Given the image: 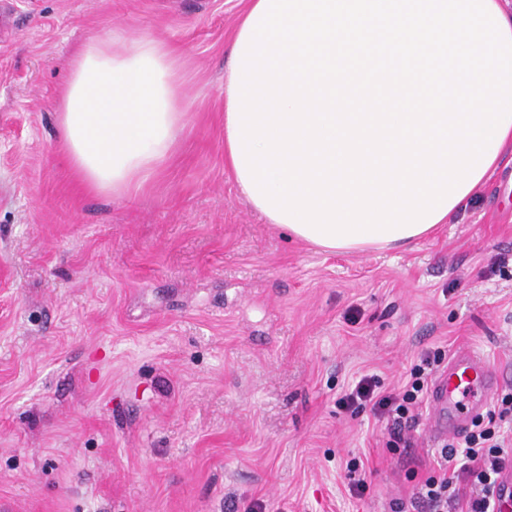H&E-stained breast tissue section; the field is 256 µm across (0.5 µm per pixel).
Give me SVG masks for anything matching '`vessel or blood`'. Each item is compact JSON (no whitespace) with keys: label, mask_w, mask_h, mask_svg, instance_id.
I'll return each mask as SVG.
<instances>
[{"label":"vessel or blood","mask_w":512,"mask_h":512,"mask_svg":"<svg viewBox=\"0 0 512 512\" xmlns=\"http://www.w3.org/2000/svg\"><path fill=\"white\" fill-rule=\"evenodd\" d=\"M499 388L498 372L482 356L467 349L458 351L431 389L436 434L464 435Z\"/></svg>","instance_id":"vessel-or-blood-1"}]
</instances>
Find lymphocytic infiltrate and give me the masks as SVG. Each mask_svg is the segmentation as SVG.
<instances>
[{
  "label": "lymphocytic infiltrate",
  "instance_id": "f902f5d3",
  "mask_svg": "<svg viewBox=\"0 0 512 512\" xmlns=\"http://www.w3.org/2000/svg\"><path fill=\"white\" fill-rule=\"evenodd\" d=\"M439 366V359L421 355L410 381L395 394L380 392L374 377H362L340 405L347 410L358 404L370 406L387 421L389 447H411L412 433ZM439 456L437 468L410 500L390 501V512H501L492 493L512 462V388L465 436L449 439Z\"/></svg>",
  "mask_w": 512,
  "mask_h": 512
}]
</instances>
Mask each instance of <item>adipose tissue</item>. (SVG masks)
Returning <instances> with one entry per match:
<instances>
[{"instance_id": "adipose-tissue-1", "label": "adipose tissue", "mask_w": 512, "mask_h": 512, "mask_svg": "<svg viewBox=\"0 0 512 512\" xmlns=\"http://www.w3.org/2000/svg\"><path fill=\"white\" fill-rule=\"evenodd\" d=\"M184 49L117 27L73 58L65 158L122 195L170 158ZM512 161L502 0H247L224 80V161L252 208L328 251L407 247Z\"/></svg>"}]
</instances>
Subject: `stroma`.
Wrapping results in <instances>:
<instances>
[{
    "label": "stroma",
    "instance_id": "35a3bbf8",
    "mask_svg": "<svg viewBox=\"0 0 512 512\" xmlns=\"http://www.w3.org/2000/svg\"><path fill=\"white\" fill-rule=\"evenodd\" d=\"M241 0H0V512H389L436 466L419 426L338 405L467 347L512 385V166L400 250L326 252L224 167ZM125 25L187 48L173 158L127 196L61 151L73 55ZM363 480L364 496L348 484Z\"/></svg>",
    "mask_w": 512,
    "mask_h": 512
}]
</instances>
